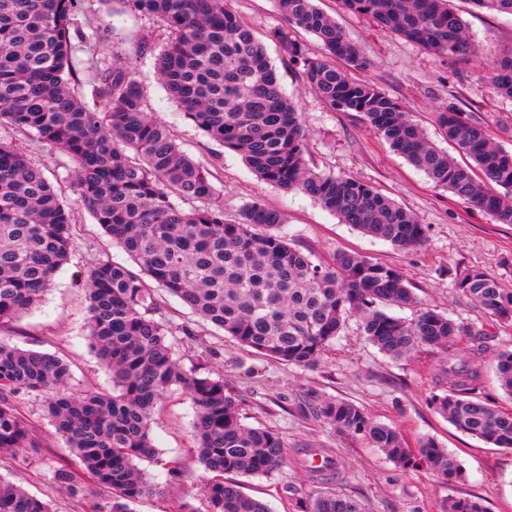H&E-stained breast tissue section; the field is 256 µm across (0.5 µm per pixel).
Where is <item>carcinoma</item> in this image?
I'll return each instance as SVG.
<instances>
[{
  "instance_id": "1",
  "label": "carcinoma",
  "mask_w": 512,
  "mask_h": 512,
  "mask_svg": "<svg viewBox=\"0 0 512 512\" xmlns=\"http://www.w3.org/2000/svg\"><path fill=\"white\" fill-rule=\"evenodd\" d=\"M157 18L171 37L156 56L157 73L184 115L210 139L240 154L264 183L314 199L364 234L410 251L424 245L426 225L375 188L317 172L305 161V130L296 106L252 29L224 0H122ZM451 0H342L344 7L439 57L468 59L476 48ZM480 9L512 14V0H470ZM89 0H0V123L34 133L75 163L76 202L123 246L146 274L192 313L242 346L305 369L341 336L347 319L379 351L400 358L419 346L453 351L448 393L437 411L459 431L512 450V414L476 396L478 362L490 351L482 327L457 324L432 310L405 320L391 312L411 300L404 273L358 253L339 252L316 264L292 248L283 214L262 200L227 218L212 174L186 156L153 117L130 63L95 66L90 96L75 90L72 30ZM285 24L272 38L302 68L316 96L335 112H355L389 146L448 190L499 224H512V150L494 143L484 126L454 106L439 113L442 134L473 161L463 166L423 134L404 105L368 78L370 62L315 0H275ZM304 30L324 53L310 56L297 39ZM486 81L512 100V51L489 68ZM195 203L186 212L172 200ZM72 248V215L44 173L13 144L0 141V324L36 308ZM456 288L496 322L512 323V289L487 270H471ZM88 340L112 372V391L68 393L69 366L56 355L0 342V454L18 463L44 440L18 409L24 393L45 395V413L76 458L54 478L71 495L86 482L112 494L109 512L154 488L138 462L156 456L149 421L176 386L196 407L194 451L213 479L209 512H271L245 495L228 474L268 475L284 461L283 438L245 424L224 378L200 366L186 369L174 354L177 329L152 316L157 302L145 282L109 260L89 270L85 284ZM468 338L463 351L453 349ZM500 387L512 397V350L494 356ZM317 414L360 438L403 469L420 466L448 480L462 466L426 438L418 451L393 426L344 399ZM446 512H485L474 499L450 498ZM0 512H52L49 504L0 478ZM304 512H365L358 499L315 491Z\"/></svg>"
}]
</instances>
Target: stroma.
<instances>
[{"instance_id": "35a3bbf8", "label": "stroma", "mask_w": 512, "mask_h": 512, "mask_svg": "<svg viewBox=\"0 0 512 512\" xmlns=\"http://www.w3.org/2000/svg\"><path fill=\"white\" fill-rule=\"evenodd\" d=\"M317 4L365 50L370 61L367 76L404 104L439 148H452L437 127L438 113L452 102L465 117L483 124L496 144L512 149V101L497 97L483 79L493 61L512 49V15L475 10L469 0H452L476 47L469 62L456 63L405 41L369 16L346 10L341 0H317ZM228 5L263 41L284 93L298 106L309 166L352 177L414 213L427 226L423 247L404 251L372 239L341 223L310 197L262 183L240 155L206 137L184 117L158 78L155 57L165 42L158 20L133 15L118 0H95L91 12L77 20L82 37L74 43L71 66L84 80L95 63L111 62L113 53L129 58L150 112L190 158L213 172L228 218H235L244 204L262 199L284 215L283 230L290 245L314 262L327 265L337 253L347 251L401 269L413 300L397 308L398 316L410 320L420 309L429 308L456 322L485 328L491 334L492 350H512V326L492 322L455 287L468 270L485 269L512 288V224L495 223L481 210L435 187L360 117L332 111L321 101L301 68L269 38L283 22L274 0H229ZM143 41L148 44L144 51L139 48ZM0 140L13 142L42 169L63 203L73 207L75 219L67 264L36 309L0 327V341L66 359L70 393L111 390V374L87 340L85 282L89 269L99 261L129 269L134 262L89 212L76 206L75 164L68 156L33 133L5 123H0ZM156 297V319L192 330L191 335L174 338L180 364L208 366L213 375L223 377L246 424L282 436L287 463L281 470L238 479L245 494L267 503L272 512H302L308 495L323 485L359 499L366 512H444L447 500L456 497L479 500L485 512H512V450L459 432L434 408V397L448 390L447 350L422 346L401 358L387 357L361 336L352 318L318 368L306 370L247 350L165 292H157ZM334 399L354 402L373 419L397 428L409 448H418L422 439H435L458 458L463 477L448 481L424 468L401 469L367 442L337 431L313 412L314 405ZM20 410L44 445L29 449L30 462L22 467L0 458V475L49 503L53 512H83L81 498L54 480L68 450L44 413L42 397H21ZM195 414L192 400L176 389L157 404L150 422L157 456L139 463L156 492L133 504V512H177L185 501L196 512H207L204 487L211 474L192 450ZM310 447L329 449L336 461L335 475L326 484L313 482L299 462L301 449Z\"/></svg>"}]
</instances>
